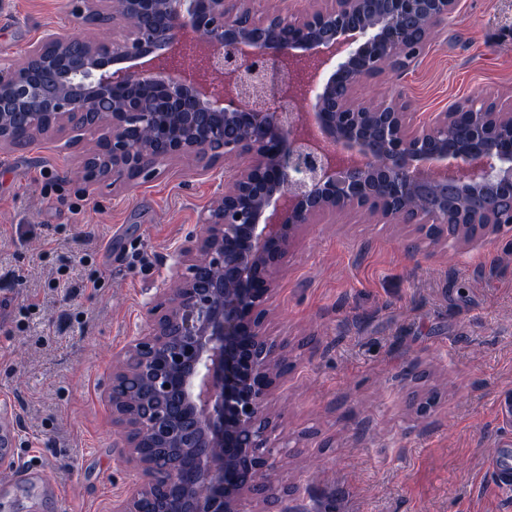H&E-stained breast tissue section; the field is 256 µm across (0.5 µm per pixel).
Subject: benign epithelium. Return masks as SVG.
<instances>
[{
    "mask_svg": "<svg viewBox=\"0 0 512 512\" xmlns=\"http://www.w3.org/2000/svg\"><path fill=\"white\" fill-rule=\"evenodd\" d=\"M459 0H71L109 16L91 36L53 31L0 67V145L13 128L101 131L89 179L150 181L166 161L224 164V193L149 303L146 332L112 369L113 447L139 479L112 512H246L289 496L274 474L288 440L269 399L288 345L267 336L269 300L300 232L345 208L368 221L433 225L428 237L512 240V106L465 101L427 120L400 90ZM302 31L286 41L270 23ZM463 122L467 133L448 134ZM385 192L386 208L373 207ZM481 224V232L471 227ZM181 490L172 506L166 494Z\"/></svg>",
    "mask_w": 512,
    "mask_h": 512,
    "instance_id": "7a95c632",
    "label": "benign epithelium"
}]
</instances>
